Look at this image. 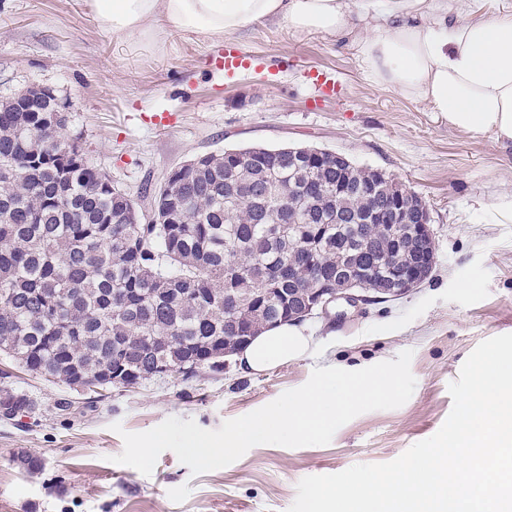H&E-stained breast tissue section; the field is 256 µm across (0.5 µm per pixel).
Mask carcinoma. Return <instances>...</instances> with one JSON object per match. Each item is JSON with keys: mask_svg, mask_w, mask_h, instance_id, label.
<instances>
[{"mask_svg": "<svg viewBox=\"0 0 512 512\" xmlns=\"http://www.w3.org/2000/svg\"><path fill=\"white\" fill-rule=\"evenodd\" d=\"M0 100V354L28 374L102 396L107 367L136 389L224 370L232 340L289 321L322 288L341 284L344 244L370 255L354 273L380 293L374 265L409 267L408 234L422 200L406 202L394 235L368 214L396 183L340 163L296 165L288 148L251 145L199 156L134 202L86 155L63 149L50 112ZM32 409L0 392V417Z\"/></svg>", "mask_w": 512, "mask_h": 512, "instance_id": "cac0c4a2", "label": "carcinoma"}]
</instances>
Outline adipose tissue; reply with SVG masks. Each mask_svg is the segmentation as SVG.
<instances>
[{
	"label": "adipose tissue",
	"instance_id": "obj_1",
	"mask_svg": "<svg viewBox=\"0 0 512 512\" xmlns=\"http://www.w3.org/2000/svg\"><path fill=\"white\" fill-rule=\"evenodd\" d=\"M98 23L162 45L170 28L212 40L276 20L298 33L353 39L369 79L426 104L450 128L512 142V11L479 19L465 0H92ZM310 339L280 325L237 356L257 374L304 357Z\"/></svg>",
	"mask_w": 512,
	"mask_h": 512
}]
</instances>
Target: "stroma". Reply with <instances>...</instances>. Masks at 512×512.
<instances>
[{
    "label": "stroma",
    "mask_w": 512,
    "mask_h": 512,
    "mask_svg": "<svg viewBox=\"0 0 512 512\" xmlns=\"http://www.w3.org/2000/svg\"><path fill=\"white\" fill-rule=\"evenodd\" d=\"M232 42L269 66L231 80L214 61L223 42L172 30L165 48L103 29L87 0H0V98L33 86L65 102V135L132 199L189 160L227 148L307 146L390 174L427 204L436 267L406 296L363 305L343 319L303 322L309 353L257 375L236 360L197 384L154 381L89 399L15 369L8 386L31 412L0 419V512H289L298 482L356 464L392 461L433 436L451 408L450 382L482 341L512 333V143L437 121L422 103L374 85L351 38L302 34L275 22ZM331 70L340 89L318 98L309 71ZM154 112L175 115L161 131ZM412 351L416 387L401 407L363 413L329 444L255 446L233 464L195 475L170 451L151 475L113 463L123 430L165 419L207 430L302 386L318 367H368ZM73 402L58 410L61 399ZM38 457L28 473L18 455Z\"/></svg>",
    "instance_id": "35a3bbf8"
}]
</instances>
